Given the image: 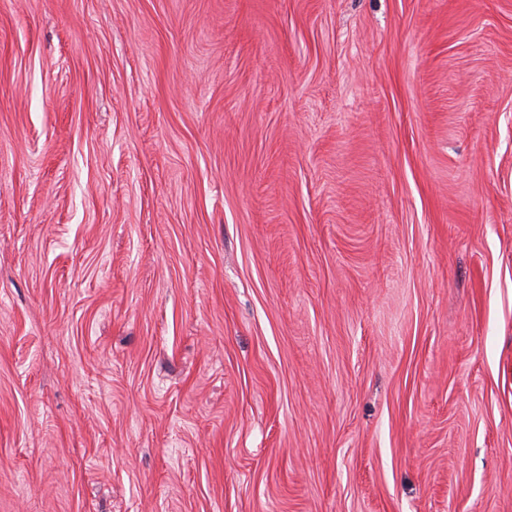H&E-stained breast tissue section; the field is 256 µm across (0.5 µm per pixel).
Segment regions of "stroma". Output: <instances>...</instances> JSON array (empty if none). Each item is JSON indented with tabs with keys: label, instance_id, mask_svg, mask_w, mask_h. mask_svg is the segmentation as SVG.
Listing matches in <instances>:
<instances>
[{
	"label": "stroma",
	"instance_id": "stroma-1",
	"mask_svg": "<svg viewBox=\"0 0 512 512\" xmlns=\"http://www.w3.org/2000/svg\"><path fill=\"white\" fill-rule=\"evenodd\" d=\"M0 512H512V0H0Z\"/></svg>",
	"mask_w": 512,
	"mask_h": 512
}]
</instances>
